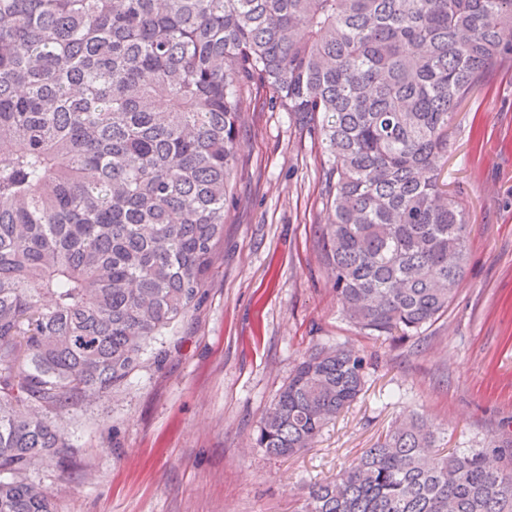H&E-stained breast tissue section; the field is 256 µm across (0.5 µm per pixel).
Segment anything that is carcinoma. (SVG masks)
<instances>
[{
  "instance_id": "carcinoma-1",
  "label": "carcinoma",
  "mask_w": 512,
  "mask_h": 512,
  "mask_svg": "<svg viewBox=\"0 0 512 512\" xmlns=\"http://www.w3.org/2000/svg\"><path fill=\"white\" fill-rule=\"evenodd\" d=\"M512 60V0H0V512H53L30 469L51 416L122 386L198 298L224 233L242 93L325 157L323 251L347 317L417 336L448 312L468 213L448 129ZM366 382L340 344L304 356L256 446L310 448ZM400 420L304 512H512V438L435 453Z\"/></svg>"
}]
</instances>
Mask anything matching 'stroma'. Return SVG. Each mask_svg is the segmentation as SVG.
<instances>
[{
	"label": "stroma",
	"mask_w": 512,
	"mask_h": 512,
	"mask_svg": "<svg viewBox=\"0 0 512 512\" xmlns=\"http://www.w3.org/2000/svg\"><path fill=\"white\" fill-rule=\"evenodd\" d=\"M443 180L469 217L465 279L420 336L375 338L345 317L322 252L324 157L288 113L241 98L224 237L190 312L119 390L63 412L65 466L30 472L56 512H301L396 420L444 451L512 437V66L493 63L448 131ZM345 344L366 361L356 402L313 447L272 458L257 426L292 367Z\"/></svg>",
	"instance_id": "stroma-1"
}]
</instances>
